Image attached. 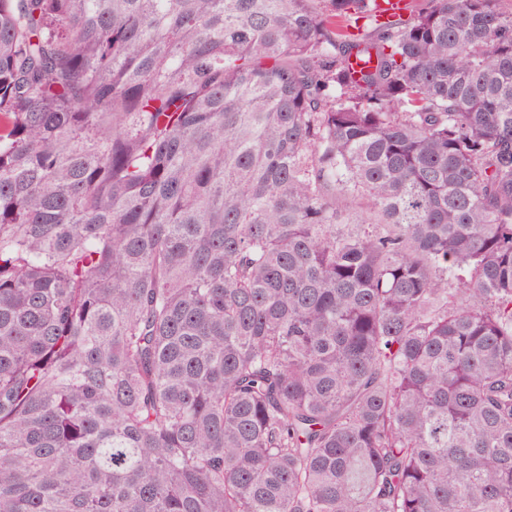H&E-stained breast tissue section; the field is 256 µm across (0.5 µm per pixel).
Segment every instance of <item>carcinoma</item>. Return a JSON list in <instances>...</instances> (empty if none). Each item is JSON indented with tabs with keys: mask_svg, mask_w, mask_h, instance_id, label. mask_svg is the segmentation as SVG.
<instances>
[{
	"mask_svg": "<svg viewBox=\"0 0 512 512\" xmlns=\"http://www.w3.org/2000/svg\"><path fill=\"white\" fill-rule=\"evenodd\" d=\"M500 2L0 0V512H512Z\"/></svg>",
	"mask_w": 512,
	"mask_h": 512,
	"instance_id": "cac0c4a2",
	"label": "carcinoma"
}]
</instances>
